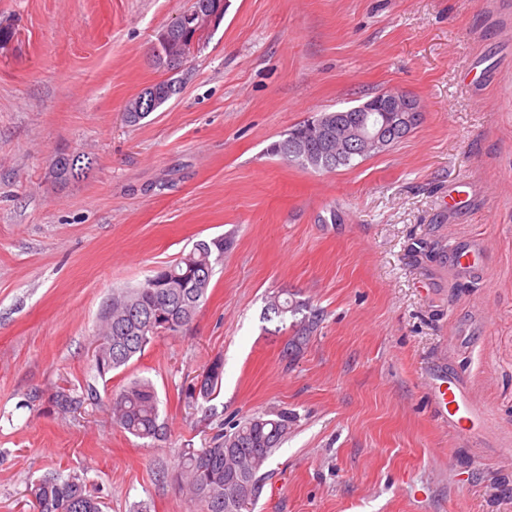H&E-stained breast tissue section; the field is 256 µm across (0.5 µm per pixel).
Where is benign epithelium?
I'll return each mask as SVG.
<instances>
[{"label":"benign epithelium","mask_w":512,"mask_h":512,"mask_svg":"<svg viewBox=\"0 0 512 512\" xmlns=\"http://www.w3.org/2000/svg\"><path fill=\"white\" fill-rule=\"evenodd\" d=\"M226 0H197L186 12L181 25L196 28L215 27L224 18ZM361 116L355 122H341L336 129V145H327L325 163L350 151L356 154L381 153L396 138L406 137L422 119V110L414 97L400 91H386L348 108Z\"/></svg>","instance_id":"7a95c632"}]
</instances>
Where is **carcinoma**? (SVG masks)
<instances>
[{
	"label": "carcinoma",
	"mask_w": 512,
	"mask_h": 512,
	"mask_svg": "<svg viewBox=\"0 0 512 512\" xmlns=\"http://www.w3.org/2000/svg\"><path fill=\"white\" fill-rule=\"evenodd\" d=\"M172 38L154 49V64L166 70H176L182 62L175 60L190 34L172 22ZM158 101L136 95L125 105V110L139 103L140 118L157 110L173 96L180 94L181 83L168 79L157 82ZM321 134L301 136L297 125L276 142L273 152L288 162L325 169L321 162L325 141L336 138V113L319 114ZM82 156H70L71 172L55 183L65 187L85 177L91 162L81 163ZM224 258V239L201 240L179 260L163 265L136 288L126 289L112 296L102 310L95 347L93 368L100 377L124 369L135 358L144 355L149 344L160 335H174L195 317L207 298L214 265ZM295 311L288 302L274 296L268 301L264 315L283 317ZM312 315L294 324L291 345L296 347L308 340ZM224 361L216 356L203 368L201 389L196 382L181 386L180 398L197 404L210 402L220 393L223 384ZM98 398L92 385L85 393L74 395L62 388L53 396V406L64 413L80 407L84 400ZM113 422L123 431L146 442L164 437V426L159 424V399L152 382L145 378L131 380L119 393L112 395ZM288 412L262 413L233 424L229 430L214 435L202 448L178 450L177 468L170 479L186 492L189 501L199 512H251L267 477L264 472L269 459L288 434ZM33 512H103V502L88 487L86 481L73 474L66 478H46L29 488Z\"/></svg>",
	"instance_id": "1"
}]
</instances>
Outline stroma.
Masks as SVG:
<instances>
[{"instance_id": "1", "label": "stroma", "mask_w": 512, "mask_h": 512, "mask_svg": "<svg viewBox=\"0 0 512 512\" xmlns=\"http://www.w3.org/2000/svg\"><path fill=\"white\" fill-rule=\"evenodd\" d=\"M192 0H0V512L77 474L104 512H193L174 448L285 410L254 512H512V0H229L180 68L157 33ZM182 89L139 125L126 101ZM401 90L420 124L385 152L326 172L270 147L321 112ZM88 157L58 187L56 153ZM466 192L465 206L448 195ZM229 238L207 301L126 369L92 366L103 303L200 240ZM480 239L473 271L449 256ZM322 319L300 353L294 315ZM223 386L180 387L214 357ZM487 421L457 436L432 373ZM152 381L166 440L113 424L109 395ZM99 398L58 413L57 388ZM224 361L217 356L211 359L203 368L202 373L198 375L195 381L182 385L180 389V398L191 404H198L199 401L210 402L220 393L223 384ZM203 377L201 389L196 393V383L199 377Z\"/></svg>"}]
</instances>
